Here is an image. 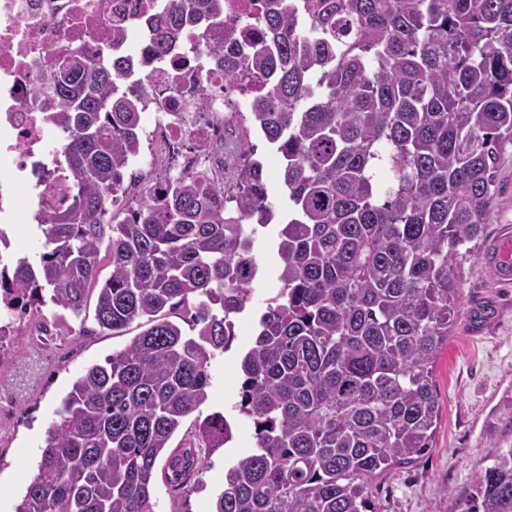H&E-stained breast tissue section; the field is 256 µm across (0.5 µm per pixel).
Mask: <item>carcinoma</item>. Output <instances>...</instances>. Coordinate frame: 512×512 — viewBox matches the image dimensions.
Segmentation results:
<instances>
[{"instance_id": "carcinoma-1", "label": "carcinoma", "mask_w": 512, "mask_h": 512, "mask_svg": "<svg viewBox=\"0 0 512 512\" xmlns=\"http://www.w3.org/2000/svg\"><path fill=\"white\" fill-rule=\"evenodd\" d=\"M171 0L163 59L190 20L224 30V176L144 187L119 223L111 190L139 146V92L116 93L85 56L50 67L75 200L44 215L45 251L15 261L38 312L138 333L88 366L51 421L15 512H155L157 466L185 489L233 438L221 412L170 441L209 396L211 361L263 274L255 242L276 216L251 135L280 154L277 293L241 356L239 415L254 446L224 470L212 512H372L373 484L432 447L435 368L461 314L453 260L484 238L512 143V0ZM386 167L391 182L377 183ZM112 272L99 279L102 261ZM486 260L512 280V258ZM461 512H512V448Z\"/></svg>"}]
</instances>
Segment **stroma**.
Returning <instances> with one entry per match:
<instances>
[{"mask_svg":"<svg viewBox=\"0 0 512 512\" xmlns=\"http://www.w3.org/2000/svg\"><path fill=\"white\" fill-rule=\"evenodd\" d=\"M484 222L486 242L512 235V144L503 149L495 198ZM274 237L270 227L256 243L263 276L240 316L234 351L211 364L212 385L201 408L202 414L219 411L231 419L234 439L203 471L204 490L187 495L157 483L156 512H177L183 502L191 512H211L225 465L254 444L252 429L233 409L240 384L238 353L250 345L263 301L278 287ZM454 274L464 314L436 367L441 416L433 446L415 467L388 471L375 483L374 512H460L475 475L501 450L512 448V281L498 280L483 245L460 256ZM127 342V337L100 331L89 319L83 334L56 340L34 365L26 345L14 343L10 379L20 388L21 402L15 420L0 426V512H14L35 472L46 429L75 379Z\"/></svg>","mask_w":512,"mask_h":512,"instance_id":"35a3bbf8","label":"stroma"}]
</instances>
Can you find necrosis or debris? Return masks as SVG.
I'll list each match as a JSON object with an SVG mask.
<instances>
[{
  "instance_id": "necrosis-or-debris-1",
  "label": "necrosis or debris",
  "mask_w": 512,
  "mask_h": 512,
  "mask_svg": "<svg viewBox=\"0 0 512 512\" xmlns=\"http://www.w3.org/2000/svg\"><path fill=\"white\" fill-rule=\"evenodd\" d=\"M167 8L166 0H0V272L12 264L5 226L17 210L42 214L67 196L61 150L49 145L61 130L49 62L81 53L107 68L113 54L125 59L117 88L140 92L147 145L140 164L151 184L215 169L211 149L224 138V115L240 105L224 94L218 58L186 42L172 45L168 66L146 67L151 25ZM53 334L52 321L26 306L16 283L0 282V363L16 339L40 352Z\"/></svg>"
}]
</instances>
